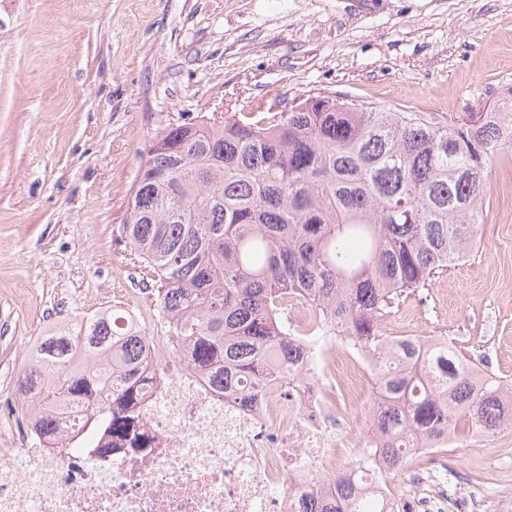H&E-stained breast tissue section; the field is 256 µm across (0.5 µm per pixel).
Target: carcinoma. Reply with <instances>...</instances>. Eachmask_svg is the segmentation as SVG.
I'll return each mask as SVG.
<instances>
[{"instance_id":"cac0c4a2","label":"carcinoma","mask_w":512,"mask_h":512,"mask_svg":"<svg viewBox=\"0 0 512 512\" xmlns=\"http://www.w3.org/2000/svg\"><path fill=\"white\" fill-rule=\"evenodd\" d=\"M512 147V87L487 112L442 125L408 112L317 95L295 109L170 123L147 163L178 185L133 187L122 236L152 283L181 353L243 398L264 380L289 383L300 352L279 314L292 296L319 330L376 366L373 455L393 470L424 442L453 451L463 423L512 428V381L453 342L389 338L381 322L471 252L490 191L489 165ZM152 365L125 312L107 308L39 337L19 395L40 392L32 423L56 444L74 406L107 432L124 428ZM346 466L312 512H388L356 498Z\"/></svg>"}]
</instances>
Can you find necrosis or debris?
<instances>
[{"mask_svg": "<svg viewBox=\"0 0 512 512\" xmlns=\"http://www.w3.org/2000/svg\"><path fill=\"white\" fill-rule=\"evenodd\" d=\"M283 318L306 340L303 375L265 382L245 401L181 358L172 326L156 319L145 347L156 376L125 436L87 430L73 447L43 453L32 424L17 421L13 446L0 448V512H308L335 490L341 423L360 418L359 406L339 412L331 399L343 394L350 368L372 365L334 335H310L305 304L288 301ZM413 454L424 464L402 493L383 479L382 463L358 453L351 461L396 512H487L488 480L448 471L431 449Z\"/></svg>", "mask_w": 512, "mask_h": 512, "instance_id": "1", "label": "necrosis or debris"}]
</instances>
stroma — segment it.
Wrapping results in <instances>:
<instances>
[{"label":"stroma","instance_id":"1","mask_svg":"<svg viewBox=\"0 0 512 512\" xmlns=\"http://www.w3.org/2000/svg\"><path fill=\"white\" fill-rule=\"evenodd\" d=\"M512 87V0H0V401L39 336L108 307L158 311L121 237L171 122L325 93L445 124ZM477 244L401 300L384 335L445 336L512 378V149ZM452 467L512 496V430L459 428Z\"/></svg>","mask_w":512,"mask_h":512}]
</instances>
